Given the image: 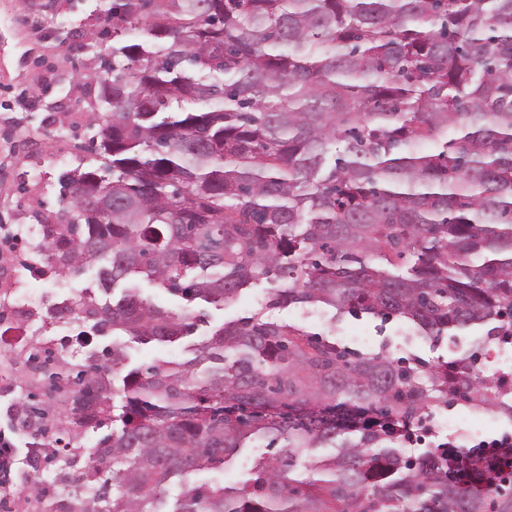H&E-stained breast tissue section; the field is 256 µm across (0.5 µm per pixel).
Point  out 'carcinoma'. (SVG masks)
Instances as JSON below:
<instances>
[{"instance_id": "obj_1", "label": "carcinoma", "mask_w": 512, "mask_h": 512, "mask_svg": "<svg viewBox=\"0 0 512 512\" xmlns=\"http://www.w3.org/2000/svg\"><path fill=\"white\" fill-rule=\"evenodd\" d=\"M89 123L102 158L58 174L48 272L100 264L95 336L174 342L192 304L260 279L277 300L392 316L431 339L512 332V0H109ZM140 275L180 296L163 310ZM192 357L126 370L125 345L28 363L67 415L23 409L30 463L110 426L54 512H512V447L401 459L392 425L496 381L422 368L257 312ZM277 448L241 486L199 484L247 441ZM319 448H332L325 457ZM180 492L168 500V483ZM493 482L489 497L478 486Z\"/></svg>"}]
</instances>
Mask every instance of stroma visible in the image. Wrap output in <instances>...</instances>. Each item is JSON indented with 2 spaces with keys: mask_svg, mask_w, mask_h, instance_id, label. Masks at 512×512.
Segmentation results:
<instances>
[{
  "mask_svg": "<svg viewBox=\"0 0 512 512\" xmlns=\"http://www.w3.org/2000/svg\"><path fill=\"white\" fill-rule=\"evenodd\" d=\"M105 0H0V227L30 225L36 215L57 219L64 213L56 179L60 171L96 163L89 149L94 130L88 113L95 101L79 71L97 68L99 61L77 49L79 42L108 24ZM80 31L81 40L60 43V28ZM278 282L260 281L223 306L205 305L208 322L197 332L167 344L128 342L129 368L145 367L164 359L188 358L187 348L206 340L212 328L264 310L272 320L288 323L325 336L368 337L372 351L387 348L392 358L434 363L464 353L479 332L468 329L436 341L404 332L400 318L387 321L335 319L326 311L321 324L303 318L301 308L273 304ZM97 268L86 266L75 275L47 281L26 278L8 287V294H22L36 309L47 301L74 298L84 290H97ZM12 377L0 380V426L12 405H28L31 393L43 387L40 375L21 364L0 360V372Z\"/></svg>",
  "mask_w": 512,
  "mask_h": 512,
  "instance_id": "35a3bbf8",
  "label": "stroma"
}]
</instances>
